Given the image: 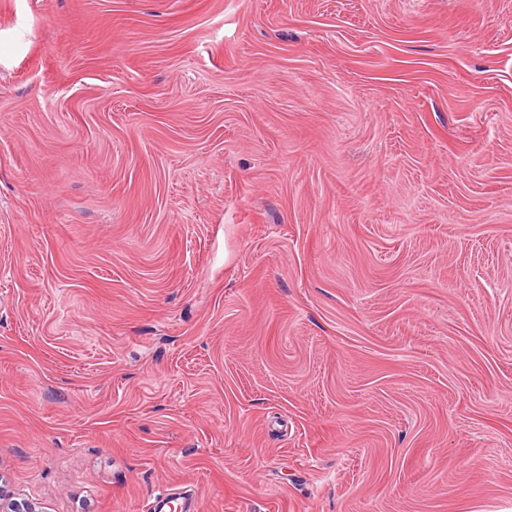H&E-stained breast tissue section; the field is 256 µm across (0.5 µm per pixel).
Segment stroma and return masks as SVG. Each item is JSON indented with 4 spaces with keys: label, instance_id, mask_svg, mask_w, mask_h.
<instances>
[{
    "label": "stroma",
    "instance_id": "obj_1",
    "mask_svg": "<svg viewBox=\"0 0 512 512\" xmlns=\"http://www.w3.org/2000/svg\"><path fill=\"white\" fill-rule=\"evenodd\" d=\"M512 512V0H0V492Z\"/></svg>",
    "mask_w": 512,
    "mask_h": 512
}]
</instances>
